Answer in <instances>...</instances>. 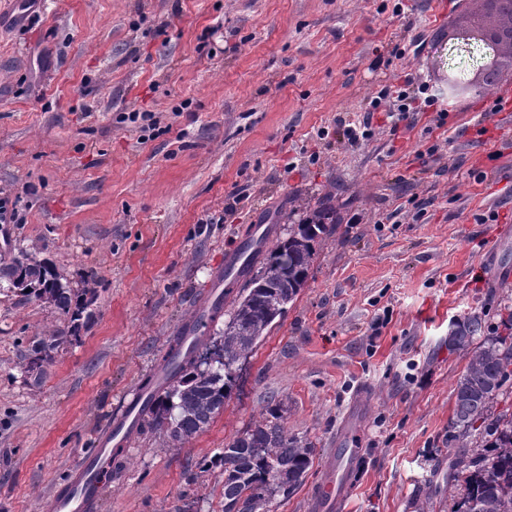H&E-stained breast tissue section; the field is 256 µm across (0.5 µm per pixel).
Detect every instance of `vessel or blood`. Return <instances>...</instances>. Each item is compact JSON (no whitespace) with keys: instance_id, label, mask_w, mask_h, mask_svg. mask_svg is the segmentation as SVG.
<instances>
[{"instance_id":"b4317fda","label":"vessel or blood","mask_w":512,"mask_h":512,"mask_svg":"<svg viewBox=\"0 0 512 512\" xmlns=\"http://www.w3.org/2000/svg\"><path fill=\"white\" fill-rule=\"evenodd\" d=\"M246 260V254L240 250L226 254L223 271L214 277L215 286H222L228 279L239 280ZM148 397V390H137L132 399L99 430L96 448L83 455L68 480L47 498L43 505L45 512H99L100 474L109 464L113 449L126 446L134 436ZM360 459L361 450L353 444L331 450L311 500L313 512H336L348 495V476L357 468Z\"/></svg>"}]
</instances>
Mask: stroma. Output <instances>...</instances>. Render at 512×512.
Returning a JSON list of instances; mask_svg holds the SVG:
<instances>
[{
	"label": "stroma",
	"mask_w": 512,
	"mask_h": 512,
	"mask_svg": "<svg viewBox=\"0 0 512 512\" xmlns=\"http://www.w3.org/2000/svg\"><path fill=\"white\" fill-rule=\"evenodd\" d=\"M479 6L41 0L23 22L0 18V194L21 216L0 223V251L36 247L72 287L95 291L78 340L38 375L28 349L66 321L0 294V512H40L207 303L228 251L260 224L287 232L326 196L336 229L306 288L238 363L223 413L179 445L143 423L102 476L100 512H224V472L202 461L273 398L313 454L268 512H311L346 422L363 458L340 512H455L448 431L467 360L449 353L448 331L470 314L497 326L512 305V105L489 115V91L444 95L445 123L432 109L396 135L379 111L354 147L345 130L403 72L437 89L471 80L482 44L438 27L466 25ZM397 45L404 58L375 66ZM134 112L160 123L145 129ZM491 212L497 222L481 223Z\"/></svg>",
	"instance_id": "35a3bbf8"
}]
</instances>
